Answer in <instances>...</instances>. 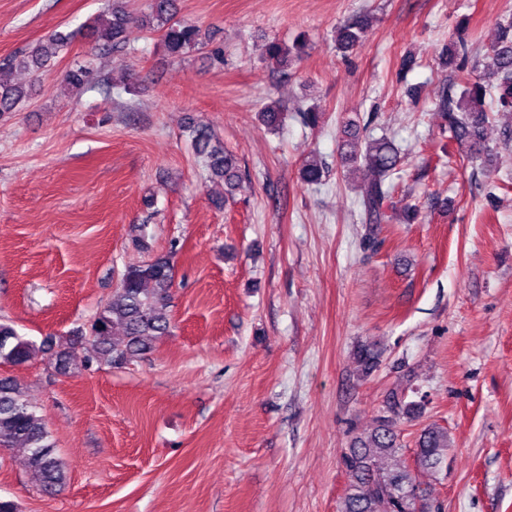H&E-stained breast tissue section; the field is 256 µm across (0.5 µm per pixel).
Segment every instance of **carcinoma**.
Masks as SVG:
<instances>
[{
	"label": "carcinoma",
	"instance_id": "carcinoma-1",
	"mask_svg": "<svg viewBox=\"0 0 512 512\" xmlns=\"http://www.w3.org/2000/svg\"><path fill=\"white\" fill-rule=\"evenodd\" d=\"M177 0H145L139 8L127 7L112 0L108 8L85 26L86 35L94 42L99 54L120 52L126 45L127 26L136 24L161 34L169 55L181 57L207 45L200 26L177 18ZM368 27L366 17L346 24L338 31L337 41L349 51L357 47ZM72 34H55L31 46L24 54L14 57L10 68L35 71L56 57L71 42ZM303 45L289 48L277 41L266 46L267 61L281 66L291 51L301 53ZM469 47L459 38L448 62H456L455 70L465 72ZM483 74L467 78L459 98L442 100L441 107L452 138L466 147L465 157L483 159L490 149L484 136L488 112L496 109L512 111V21L500 27L498 37L487 54ZM91 70L77 68L65 75L64 86L79 91L88 85ZM27 92L0 80V114L13 111ZM260 113L264 123L276 128L283 119L279 104L272 101ZM189 132L198 154L205 160L213 179L221 180L229 190L241 182L239 162L235 155L213 142L210 129L192 125ZM341 149L344 159L367 172L368 181L362 193L360 207L366 222L381 224L386 218V203L391 198L390 177L401 164V155L392 140L386 137L368 140L365 152L357 150L360 125L350 119L344 124ZM325 169L313 153L303 162L301 176L308 184L322 181ZM173 280V265L169 258L158 257L141 265H132L122 274L119 288L101 308L90 324L88 340L101 361L121 364L144 353L152 342L167 335L171 328L169 290ZM49 354L54 368L62 374L74 373L70 352H52V341L41 344L21 336L6 322H0V362L20 365L37 354ZM356 361L362 375L367 376L380 365L381 351L373 343L358 346ZM425 401L409 400L404 393L390 392L374 426L366 434L352 438L349 451L343 456L348 475V487L341 512H443V505L431 492L421 487L412 471L404 464L382 467L379 461L395 456L402 449L399 426L423 416ZM448 431L435 424L426 425L416 441V466L438 473L448 459ZM21 446L28 449V464L32 480L43 492H52L65 483L66 467L51 441L43 418L25 398L21 386L9 379H0V449Z\"/></svg>",
	"mask_w": 512,
	"mask_h": 512
}]
</instances>
